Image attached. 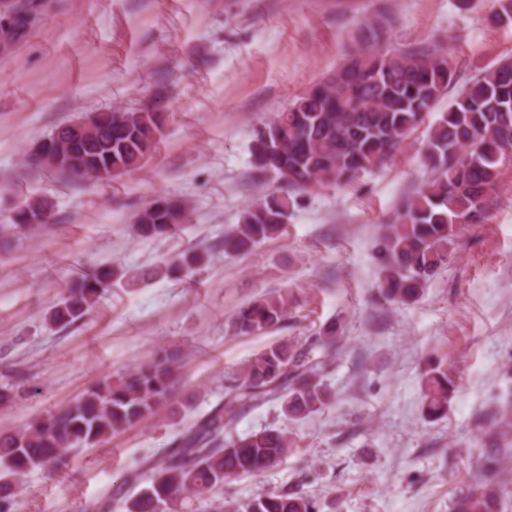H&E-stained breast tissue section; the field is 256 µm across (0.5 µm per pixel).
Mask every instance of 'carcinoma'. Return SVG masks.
<instances>
[{
    "mask_svg": "<svg viewBox=\"0 0 512 512\" xmlns=\"http://www.w3.org/2000/svg\"><path fill=\"white\" fill-rule=\"evenodd\" d=\"M40 14L30 8L9 21L21 38ZM493 25H512V0H495L487 17ZM383 22L369 19L352 33L357 50L332 74L297 96L276 117L254 130L256 168L272 173L288 187L247 205L239 224L224 237V252L247 254L278 235L296 204V192L347 185L383 167L419 128L457 79L451 54L438 47L389 49ZM94 141L75 123L56 126L48 139L68 141L77 166L66 170L47 160L28 161L50 176L72 182L106 173L110 181L142 167L163 136L162 116L148 109L107 108L92 113ZM480 153H468L469 141ZM512 151V61L475 76L429 128L424 163L429 170L410 197L378 250L377 288L387 301L416 303L426 282L448 261L455 239L486 219L488 203L500 188L504 153ZM45 199L25 202L12 217L16 229L36 230L50 223ZM188 216V205L158 196L139 210L136 231L143 238L173 235ZM206 257L197 250L149 275L190 273ZM124 276L114 266H99L76 279L68 295L49 313L52 324L79 322L112 283ZM294 299L288 286L255 296L232 317L236 336H253L279 328ZM342 326L332 322L300 343L281 339L261 349L231 379L224 403L199 415L177 433L140 480L145 486L128 496H112L90 505L92 512H179L188 494L214 493L224 481L254 476L278 463L290 450L283 433L270 428L245 436L231 434L246 407L281 403L288 418L300 420L330 405L332 395L321 378L323 360L336 353ZM178 353L162 350L148 363L117 381L104 379L75 402L15 434L0 435V467L23 476L64 454L93 447L103 438L138 423L174 401ZM423 412L439 419L448 412L455 389L450 369L427 364L421 374ZM512 461V445L487 449L486 474L461 492L453 512H500L503 464ZM216 512H315L298 492H272L245 503L220 502Z\"/></svg>",
    "mask_w": 512,
    "mask_h": 512,
    "instance_id": "obj_1",
    "label": "carcinoma"
}]
</instances>
